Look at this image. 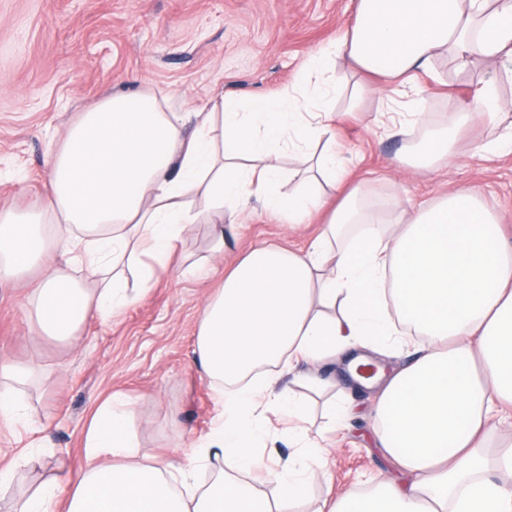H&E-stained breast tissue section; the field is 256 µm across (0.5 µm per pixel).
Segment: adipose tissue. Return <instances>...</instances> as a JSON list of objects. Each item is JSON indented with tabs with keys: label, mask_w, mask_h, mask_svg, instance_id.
Wrapping results in <instances>:
<instances>
[{
	"label": "adipose tissue",
	"mask_w": 512,
	"mask_h": 512,
	"mask_svg": "<svg viewBox=\"0 0 512 512\" xmlns=\"http://www.w3.org/2000/svg\"><path fill=\"white\" fill-rule=\"evenodd\" d=\"M448 55L512 63V0H357L354 24L311 54L291 89L244 103L210 98L189 135L152 93L115 94L77 114L46 160L42 193L0 208V281L39 272L28 298L33 335L72 341L88 321L144 297L204 218L217 253L225 212L253 199L289 224L325 220L308 249L250 248L200 309L195 363L224 396L206 443L142 462L127 403L107 400L88 429L83 471L43 481L16 512H294L328 450L305 439L306 403L278 390V366L344 355L354 365L401 347L404 325L428 346L365 383L378 391L377 442L398 475L317 512H512L502 478L512 473V440L487 451L493 423L512 415V242L465 188L374 227L336 150L337 58L406 85ZM480 94L481 111L459 106L426 133L415 167L448 157L460 130L506 110L495 82ZM289 151L310 167L284 193ZM76 267L82 279L70 276ZM272 410L299 444L280 465L264 429ZM249 474L272 476L276 497L258 494Z\"/></svg>",
	"instance_id": "obj_1"
}]
</instances>
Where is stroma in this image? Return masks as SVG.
<instances>
[{"label": "stroma", "mask_w": 512, "mask_h": 512, "mask_svg": "<svg viewBox=\"0 0 512 512\" xmlns=\"http://www.w3.org/2000/svg\"><path fill=\"white\" fill-rule=\"evenodd\" d=\"M356 0H0V207L36 197L47 177L45 160L75 113L116 93L163 96L166 111L185 114L208 98L247 101L287 91L310 54L335 40L355 17ZM501 68L479 60L443 63L437 77L401 87L352 71L336 101L346 112L337 149L362 182L368 204L412 210L448 191L466 188L497 212L512 239V155L485 145L512 124L480 122L459 132L453 155L432 170L398 165L422 136L414 127L396 136L378 126L411 97L423 99V125L444 121L461 103L480 110L479 92L498 78L499 96L512 102ZM356 112H349L350 103ZM318 219L293 226L252 203L224 226V251L212 255L209 227L194 225L173 263L212 266L209 277L159 274L149 293L110 320L88 322L75 345L33 336L27 322L26 281L0 282V359L31 360L38 375L19 394L25 417L0 419V468L22 450L12 498L28 495L52 476H77L85 464V436L96 409L112 394L132 410L140 457L173 455L177 446L205 442L224 414V400L194 364L196 319L220 288L224 267L251 246L276 242L307 248L320 234ZM352 405L330 421L328 395L308 393L311 434L333 432L327 475L313 483L314 499L366 487L395 470L374 442L372 391L347 383Z\"/></svg>", "instance_id": "1"}]
</instances>
